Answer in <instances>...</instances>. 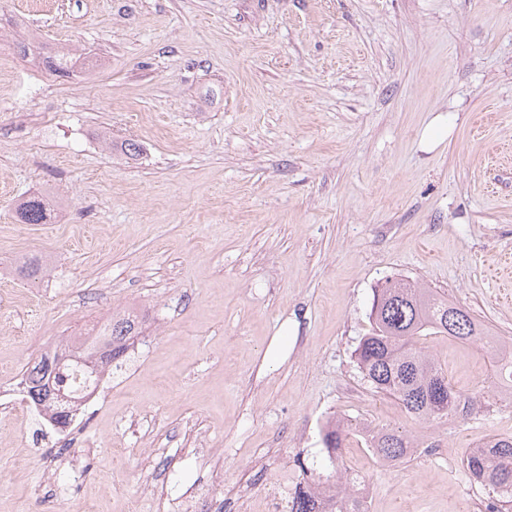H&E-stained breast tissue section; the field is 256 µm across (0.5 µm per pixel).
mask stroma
<instances>
[{
	"instance_id": "1",
	"label": "stroma",
	"mask_w": 512,
	"mask_h": 512,
	"mask_svg": "<svg viewBox=\"0 0 512 512\" xmlns=\"http://www.w3.org/2000/svg\"><path fill=\"white\" fill-rule=\"evenodd\" d=\"M18 38L103 63L59 77ZM1 61L0 378L113 313L146 320L65 431L0 419V512L230 507L340 464L372 484L371 512H461L467 448L512 436L494 360L435 339L475 408L424 425L354 350L390 276L512 344V0H0ZM37 194L55 220H15ZM32 255L43 271L22 277ZM283 331L285 360L263 363ZM328 417L419 450L331 462Z\"/></svg>"
}]
</instances>
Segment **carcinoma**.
<instances>
[{"label":"carcinoma","mask_w":512,"mask_h":512,"mask_svg":"<svg viewBox=\"0 0 512 512\" xmlns=\"http://www.w3.org/2000/svg\"><path fill=\"white\" fill-rule=\"evenodd\" d=\"M42 63L51 72L68 76L74 65L68 54L56 51L42 54ZM23 224H49L54 209L42 195L30 197L15 208ZM371 328L355 350L358 367L374 392L396 400L406 414L424 424L446 420L454 415L465 395L448 381V371L425 346L429 339L451 337L461 342L483 341L488 349L498 350L499 339L482 326L471 310L448 299L444 292L424 288L400 278L386 280L375 290L369 314ZM141 319L129 312L114 316L103 333L112 341V361L125 356L129 341L139 334ZM98 346L93 351H70L75 360L65 367H85L94 373L99 367ZM58 363L43 357L27 369V393L38 412L48 400L46 382L50 377L64 382ZM367 437L365 446L379 460L397 463L413 452L415 441L405 431L394 428L371 429L358 423L338 420L323 438L332 458L339 457L353 437ZM463 464L472 477L492 490L501 502L500 512H512V437H492L481 449L466 455ZM291 512H368L361 498L339 486L324 498L319 487H300L292 497Z\"/></svg>","instance_id":"cac0c4a2"}]
</instances>
